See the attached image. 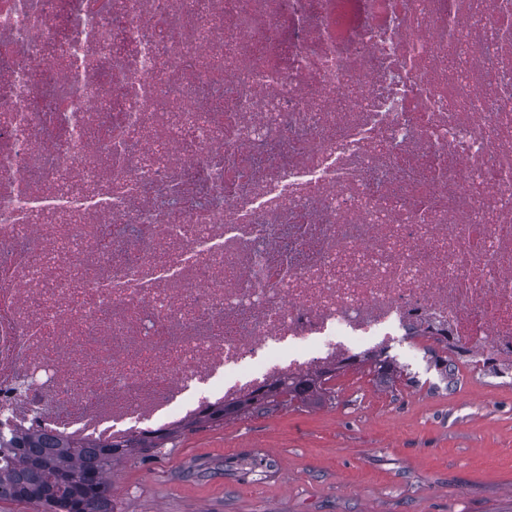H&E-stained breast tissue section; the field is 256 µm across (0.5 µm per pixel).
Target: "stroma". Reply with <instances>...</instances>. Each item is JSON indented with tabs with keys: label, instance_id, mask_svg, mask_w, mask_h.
Returning a JSON list of instances; mask_svg holds the SVG:
<instances>
[{
	"label": "stroma",
	"instance_id": "1",
	"mask_svg": "<svg viewBox=\"0 0 512 512\" xmlns=\"http://www.w3.org/2000/svg\"><path fill=\"white\" fill-rule=\"evenodd\" d=\"M420 345L394 382L353 368L293 402L117 464L116 512H512V374L454 381Z\"/></svg>",
	"mask_w": 512,
	"mask_h": 512
}]
</instances>
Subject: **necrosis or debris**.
Here are the masks:
<instances>
[{
  "instance_id": "4bbe7bcc",
  "label": "necrosis or debris",
  "mask_w": 512,
  "mask_h": 512,
  "mask_svg": "<svg viewBox=\"0 0 512 512\" xmlns=\"http://www.w3.org/2000/svg\"><path fill=\"white\" fill-rule=\"evenodd\" d=\"M399 339L512 371V0H0L1 436Z\"/></svg>"
}]
</instances>
